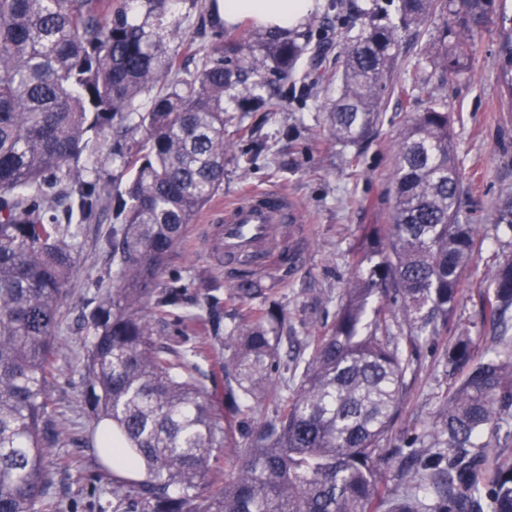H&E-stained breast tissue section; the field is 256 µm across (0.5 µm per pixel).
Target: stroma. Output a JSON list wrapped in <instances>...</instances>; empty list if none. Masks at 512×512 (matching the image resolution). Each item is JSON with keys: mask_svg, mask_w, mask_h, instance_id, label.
<instances>
[{"mask_svg": "<svg viewBox=\"0 0 512 512\" xmlns=\"http://www.w3.org/2000/svg\"><path fill=\"white\" fill-rule=\"evenodd\" d=\"M399 0H317L316 8L299 28L300 38L325 46L321 67L302 58L296 75L283 80L273 70L262 79L270 98L266 110L242 112L237 101L227 102L234 120L224 127L232 148L226 155L224 187L197 215L189 227L188 244L172 262L171 272L189 282L191 310L207 314L210 298H218L220 323L231 322L239 308L227 288L238 268L217 259L210 244L213 214L251 190L274 191L288 196L298 209L300 232L278 234V249L292 255L287 266L256 273L255 278L290 315L295 336L307 330L328 328L336 314V301L350 276L346 253L366 227L387 221L388 188L400 134L425 101L420 94H386L383 117L374 136L358 146L333 143L327 128V106L339 95L338 81H325V73L341 70L347 49L356 41L364 16L375 25L398 24ZM175 17L195 49H180L188 66L200 65L201 48L214 45L213 33H202L207 10L180 0ZM512 25V0L506 17H494L477 39L467 66L454 81L436 89L454 118L452 143L462 179L463 210L472 223L493 225L496 209L512 198V102L502 81L503 58L499 51L502 27ZM438 59V42L432 32L409 28L401 31L398 67L394 81L409 83L415 65L431 67ZM101 225L85 226L84 249L69 291L62 303L58 354L59 377L52 396L55 407L68 422L69 436L53 450L54 460H72L70 470L58 475L57 492L64 512H93L102 499L107 473L100 455L85 442L90 409L82 395L83 359L92 332L84 319L88 301L98 287H110L112 260L100 243ZM503 250L495 239H486L480 254L465 273L456 315L448 324L449 336L469 331L476 353H483L491 334L481 317V287ZM446 345L438 340L427 348L419 373L410 379V394L392 436L403 440L408 429L427 425L438 395L451 381L440 358ZM193 377L212 397L224 391V347L192 359Z\"/></svg>", "mask_w": 512, "mask_h": 512, "instance_id": "stroma-1", "label": "stroma"}]
</instances>
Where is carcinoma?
<instances>
[{
    "label": "carcinoma",
    "instance_id": "obj_1",
    "mask_svg": "<svg viewBox=\"0 0 512 512\" xmlns=\"http://www.w3.org/2000/svg\"><path fill=\"white\" fill-rule=\"evenodd\" d=\"M174 0H0V512H63L49 463L63 422L52 388L61 303L84 226L111 215L102 242L117 285L100 288L82 384L113 512H512V256L496 261L482 302L494 336L480 357L461 332L442 356L453 380L431 426L392 442L423 346L448 332L461 276L484 244L462 220L451 116L430 99L402 132L391 223L347 252L351 269L331 328L285 359L288 313L251 279L229 287L242 307L224 326V400L191 376V357L219 327L183 307L187 285L162 282L198 213L224 186V99L273 62L295 74L309 44L271 39L264 52L224 61V47L180 74L165 42ZM506 0H400V25H365L327 109L329 137L357 146L396 89L399 30L448 13L438 81L462 70L478 31ZM512 98V29L503 31ZM103 141L120 171L108 180L80 164ZM497 236L512 234V200ZM193 332L179 350L157 339L170 317ZM271 411L255 416V405ZM215 448L239 449L237 473L210 488ZM401 457L393 478L380 461Z\"/></svg>",
    "mask_w": 512,
    "mask_h": 512
}]
</instances>
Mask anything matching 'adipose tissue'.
<instances>
[{
    "instance_id": "obj_1",
    "label": "adipose tissue",
    "mask_w": 512,
    "mask_h": 512,
    "mask_svg": "<svg viewBox=\"0 0 512 512\" xmlns=\"http://www.w3.org/2000/svg\"><path fill=\"white\" fill-rule=\"evenodd\" d=\"M316 0H216L225 25L251 19L257 26L288 33L298 29L314 11Z\"/></svg>"
}]
</instances>
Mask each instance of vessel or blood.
I'll return each instance as SVG.
<instances>
[{
    "label": "vessel or blood",
    "mask_w": 512,
    "mask_h": 512,
    "mask_svg": "<svg viewBox=\"0 0 512 512\" xmlns=\"http://www.w3.org/2000/svg\"><path fill=\"white\" fill-rule=\"evenodd\" d=\"M296 221V212L284 196L272 192L247 193L225 206L224 215L219 220V243L225 262L232 264L247 255L254 270L272 267L274 226Z\"/></svg>",
    "instance_id": "b4317fda"
}]
</instances>
